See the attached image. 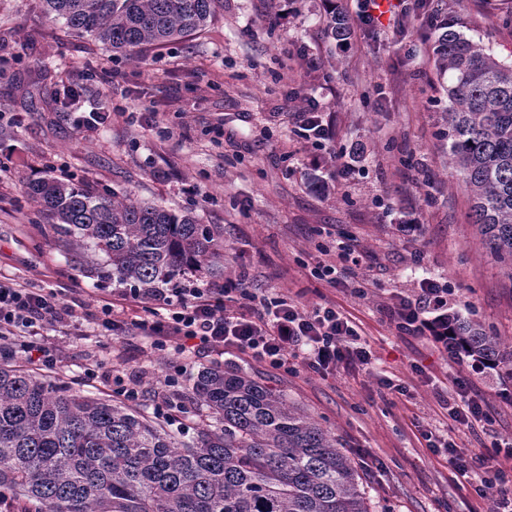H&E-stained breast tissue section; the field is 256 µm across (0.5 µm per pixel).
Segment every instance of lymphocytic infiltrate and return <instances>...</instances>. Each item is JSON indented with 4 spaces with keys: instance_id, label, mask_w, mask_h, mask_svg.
I'll return each instance as SVG.
<instances>
[{
    "instance_id": "obj_1",
    "label": "lymphocytic infiltrate",
    "mask_w": 512,
    "mask_h": 512,
    "mask_svg": "<svg viewBox=\"0 0 512 512\" xmlns=\"http://www.w3.org/2000/svg\"><path fill=\"white\" fill-rule=\"evenodd\" d=\"M246 274L224 285L204 286L195 281L167 282L138 293L130 288L104 290L95 323L101 333L120 336L136 329L159 351L177 354L235 350L268 361L274 368L293 373L304 368L324 373L341 362L367 363L369 353L357 343L358 333L348 317L330 307L307 308L279 296L249 291ZM449 288L430 280L416 293L398 297L386 313L407 334L428 335L447 343ZM74 309L60 288H37L0 275V341L23 354L34 366L57 362L55 348L43 339L46 330L70 327ZM431 448H445L457 478L479 480L478 493L489 512H512V476L503 455L460 454L453 443L425 433Z\"/></svg>"
}]
</instances>
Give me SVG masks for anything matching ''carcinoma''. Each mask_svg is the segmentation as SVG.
Wrapping results in <instances>:
<instances>
[{
    "mask_svg": "<svg viewBox=\"0 0 512 512\" xmlns=\"http://www.w3.org/2000/svg\"><path fill=\"white\" fill-rule=\"evenodd\" d=\"M67 29L117 53L203 30L224 0H44ZM453 8L434 26L448 98V155L478 225L512 282V62L466 36ZM329 39L350 35L329 12ZM73 263L144 291L217 264L224 239L190 212L94 192L46 175L26 183ZM448 352L512 382V350L457 312ZM192 435L113 400L0 362V501L17 512H370L362 465L320 422L236 365L206 369L184 394Z\"/></svg>",
    "mask_w": 512,
    "mask_h": 512,
    "instance_id": "obj_1",
    "label": "carcinoma"
}]
</instances>
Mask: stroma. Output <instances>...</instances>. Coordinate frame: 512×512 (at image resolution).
Instances as JSON below:
<instances>
[{
	"mask_svg": "<svg viewBox=\"0 0 512 512\" xmlns=\"http://www.w3.org/2000/svg\"><path fill=\"white\" fill-rule=\"evenodd\" d=\"M468 36L512 60V0H459ZM324 0H224L201 32L137 57L115 55L46 17L42 0H0V274L62 288L72 332L48 331L56 366L42 376L110 399L135 377L139 404L154 412L166 375L182 387L196 374L242 366L318 419L363 460V482L391 512H486L472 484L455 478L445 450L423 431L466 452L512 443V384L475 375L431 337L399 331L384 307L431 278L452 288L450 307L512 339V281L504 278L471 217L470 196L448 159L441 117L448 99L431 55L425 12L395 37L355 30L337 46L323 35ZM318 62L309 69L307 60ZM86 100H106L123 118L92 132L74 128L59 101L62 73ZM316 102L332 131L324 147L301 138L295 112ZM92 190H116L219 225L224 266L247 271L255 292L350 313L369 363L321 375L294 373L228 352L182 356L139 336L98 335L100 296L86 269L71 265L23 180L44 162ZM418 219L405 232V218ZM349 244L366 254L367 278L334 288L314 278L321 249ZM103 361L104 377L84 367ZM475 381L490 430L457 429L446 404L456 384ZM404 393H397V386Z\"/></svg>",
	"mask_w": 512,
	"mask_h": 512,
	"instance_id": "stroma-1",
	"label": "stroma"
}]
</instances>
